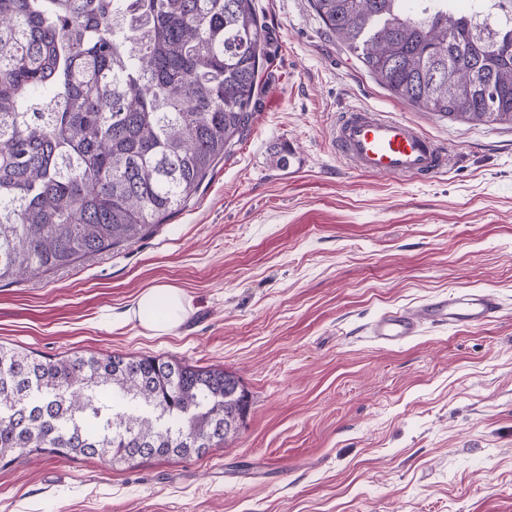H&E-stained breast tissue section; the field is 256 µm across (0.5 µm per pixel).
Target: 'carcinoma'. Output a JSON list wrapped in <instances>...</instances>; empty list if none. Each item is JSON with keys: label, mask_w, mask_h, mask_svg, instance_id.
Segmentation results:
<instances>
[{"label": "carcinoma", "mask_w": 512, "mask_h": 512, "mask_svg": "<svg viewBox=\"0 0 512 512\" xmlns=\"http://www.w3.org/2000/svg\"><path fill=\"white\" fill-rule=\"evenodd\" d=\"M374 79L426 112L512 124V18L455 0H313ZM252 0H0V282L146 235L250 130ZM157 356L0 346V463L206 455L249 394Z\"/></svg>", "instance_id": "obj_1"}]
</instances>
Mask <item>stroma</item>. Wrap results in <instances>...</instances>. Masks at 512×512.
Here are the masks:
<instances>
[{
	"instance_id": "35a3bbf8",
	"label": "stroma",
	"mask_w": 512,
	"mask_h": 512,
	"mask_svg": "<svg viewBox=\"0 0 512 512\" xmlns=\"http://www.w3.org/2000/svg\"><path fill=\"white\" fill-rule=\"evenodd\" d=\"M269 62L255 118L187 206L132 243L0 283V344L43 356L152 355L232 372L250 394L226 446L110 468L0 467V512H512V126L424 112L378 84L312 0H253ZM419 125L447 152L430 179L367 177L337 155L338 112ZM183 322L127 320L149 287ZM501 309L369 325L454 293ZM160 305L167 309L163 321L154 317V311ZM186 306L188 302L179 288L158 284L142 292L129 312L130 318H136L139 325L151 331L153 335L161 336L182 323L186 315ZM499 309L495 294L485 291L462 293L430 302L415 314L400 311L383 315L372 322L369 331L378 341L394 344L415 336L423 322L477 326L495 318Z\"/></svg>"
}]
</instances>
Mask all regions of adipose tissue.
I'll return each mask as SVG.
<instances>
[{
    "mask_svg": "<svg viewBox=\"0 0 512 512\" xmlns=\"http://www.w3.org/2000/svg\"><path fill=\"white\" fill-rule=\"evenodd\" d=\"M186 306V297L179 288L158 284L140 294L130 314L139 325L160 336L182 323Z\"/></svg>",
    "mask_w": 512,
    "mask_h": 512,
    "instance_id": "1",
    "label": "adipose tissue"
}]
</instances>
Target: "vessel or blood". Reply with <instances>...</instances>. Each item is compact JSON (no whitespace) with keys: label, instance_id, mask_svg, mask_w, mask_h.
Masks as SVG:
<instances>
[{"label":"vessel or blood","instance_id":"obj_1","mask_svg":"<svg viewBox=\"0 0 512 512\" xmlns=\"http://www.w3.org/2000/svg\"><path fill=\"white\" fill-rule=\"evenodd\" d=\"M337 154L355 172L367 176L418 178L445 167L438 143L416 125L388 112L350 108L338 114L333 131ZM495 294L477 291L430 302L417 313L381 316L369 328L378 341L394 344L418 333L422 323L477 326L496 317Z\"/></svg>","mask_w":512,"mask_h":512}]
</instances>
